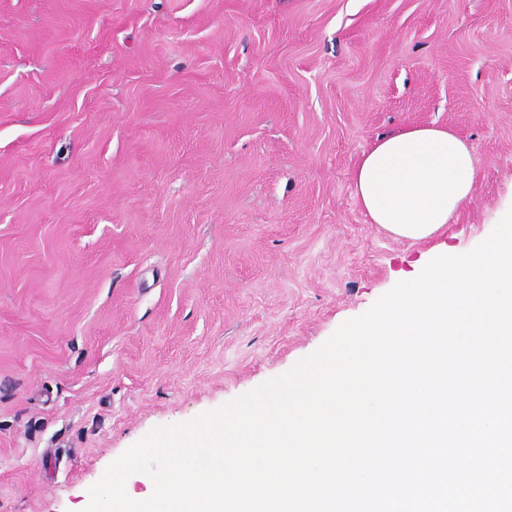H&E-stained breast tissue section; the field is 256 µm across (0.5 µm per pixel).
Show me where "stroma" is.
<instances>
[{"label": "stroma", "instance_id": "stroma-1", "mask_svg": "<svg viewBox=\"0 0 512 512\" xmlns=\"http://www.w3.org/2000/svg\"><path fill=\"white\" fill-rule=\"evenodd\" d=\"M425 124L478 179L413 242L353 173ZM509 203L512 0H0V512H84Z\"/></svg>", "mask_w": 512, "mask_h": 512}]
</instances>
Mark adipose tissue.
<instances>
[{
	"instance_id": "1",
	"label": "adipose tissue",
	"mask_w": 512,
	"mask_h": 512,
	"mask_svg": "<svg viewBox=\"0 0 512 512\" xmlns=\"http://www.w3.org/2000/svg\"><path fill=\"white\" fill-rule=\"evenodd\" d=\"M353 181L371 223L417 242L470 201L477 169L471 148L454 133L417 125L377 139L363 152Z\"/></svg>"
}]
</instances>
